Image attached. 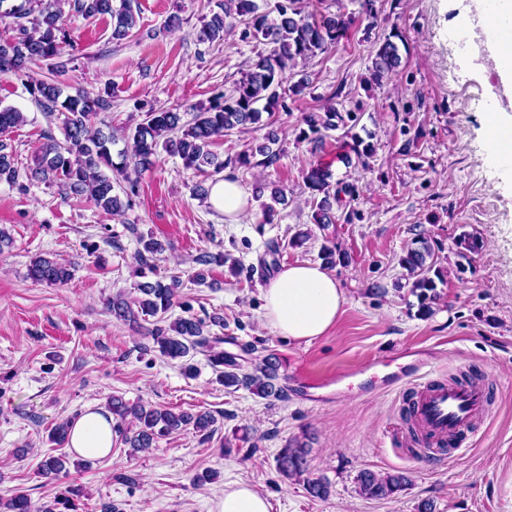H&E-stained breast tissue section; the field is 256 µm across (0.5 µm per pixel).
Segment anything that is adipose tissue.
<instances>
[{"label":"adipose tissue","instance_id":"obj_1","mask_svg":"<svg viewBox=\"0 0 512 512\" xmlns=\"http://www.w3.org/2000/svg\"><path fill=\"white\" fill-rule=\"evenodd\" d=\"M207 203L225 222L236 224L250 208V198L240 183L224 175L209 186ZM263 316L278 334L294 340L324 335L337 321L345 301L339 280L319 263L284 267L262 290ZM112 417L89 408L73 422L69 447L85 459L106 457L112 451ZM268 499L249 484L225 483L224 496L215 512H270Z\"/></svg>","mask_w":512,"mask_h":512}]
</instances>
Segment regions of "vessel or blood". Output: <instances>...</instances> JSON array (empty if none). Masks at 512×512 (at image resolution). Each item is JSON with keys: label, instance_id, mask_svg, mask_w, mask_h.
<instances>
[{"label": "vessel or blood", "instance_id": "1", "mask_svg": "<svg viewBox=\"0 0 512 512\" xmlns=\"http://www.w3.org/2000/svg\"><path fill=\"white\" fill-rule=\"evenodd\" d=\"M487 404L488 391L481 384L428 382L415 401L414 420L427 440L421 459H434L447 447H461L485 417Z\"/></svg>", "mask_w": 512, "mask_h": 512}]
</instances>
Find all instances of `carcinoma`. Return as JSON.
Returning a JSON list of instances; mask_svg holds the SVG:
<instances>
[{"instance_id":"1","label":"carcinoma","mask_w":512,"mask_h":512,"mask_svg":"<svg viewBox=\"0 0 512 512\" xmlns=\"http://www.w3.org/2000/svg\"><path fill=\"white\" fill-rule=\"evenodd\" d=\"M70 9L85 18L108 16L112 20L114 40H122L135 28L138 11L133 0H71ZM275 18H270L271 13ZM235 16L247 17L240 32L242 40H256L271 46L268 54L260 53L244 78L229 93H219L209 106L196 110L193 120L183 121L181 113L173 110H158L146 113L145 119L132 129L133 153L120 164L112 161L110 145L112 135L100 128L104 120L100 115L111 108V94H93L78 91L74 95L64 94L58 77L64 75L65 64L55 61L62 45L70 42L65 28L63 11L58 3H49L39 9L35 0H0V18L13 19L14 35L0 39V72L12 73L18 77L29 76L30 65L36 61H50L53 79H30L27 89L43 111L58 112L64 116V141L46 136L32 164L20 170L15 165L13 152L8 144L0 141V181L16 185L22 191L34 183H57L73 196L85 198L109 214L119 216L132 207L136 194L137 180L130 172L140 173L149 169L163 150L182 160L184 167L198 169L203 165L214 167L220 173L228 162L217 161L210 152L213 139L234 129H246L261 123L263 113L277 108L280 103L278 89L287 71L299 63L327 52L347 37L350 18L344 13L323 15L309 12L302 7V0H276L274 8L263 10L256 0H222L219 12L212 15L200 29L201 42H214L224 37V31L233 27L229 19ZM394 33L385 38L375 50L370 69L371 81L380 84L401 64ZM360 116L349 110L343 112L332 103L321 112H309L299 128L297 139L308 142L319 149L325 144L328 132L335 131L350 123L357 124ZM24 121L21 112L11 108H0V133L4 134ZM278 142V133L270 130L265 143L256 148L264 159L256 165L269 166L277 159L272 145ZM350 151L357 162L366 164L374 148L369 142L354 134ZM110 173H105L104 169ZM329 167L316 163L304 173V183L313 193L321 196L316 204L314 221L323 226L335 223L333 203L340 201L339 194L352 195L350 185L336 187L331 182ZM124 181L125 197L114 193V182ZM142 249L138 250L139 264L135 269L141 281L136 283L139 296L127 298L117 294L105 301L106 311L118 321L135 322L141 316L159 317L168 313L174 305L180 280L170 282L161 279L150 280L154 273L152 259L164 250V244L152 237L140 239ZM401 265L414 277L412 290L420 301V312H430V303L437 299L438 282L442 281L439 269L435 267L434 250L425 238L418 240V247L406 252L400 259ZM31 278L38 283L64 285L72 277L71 267L48 256L36 257L30 268ZM153 348L161 356L181 361L183 373L194 374L195 367L188 362L190 353L204 350L217 373V380L226 388L244 387L263 399H282L285 388L279 382V361L266 355L252 364L249 372H241L236 358L224 354L220 345L224 339L210 336L206 320L194 316L178 317L168 325L156 324L148 331ZM106 408L114 420L113 430L121 436L130 448V454L146 450L157 439L189 427L205 437L212 434L215 418L207 412L189 413L147 407L140 403L130 404L119 396L109 397ZM73 419L58 422L50 433L51 442L58 446L69 441ZM307 443L294 439L282 448L276 457L279 473L285 478L303 479L307 492L315 498H326L330 493L329 483L321 478H312L308 472ZM70 459L65 455L44 457L38 473L48 481H59L68 476ZM408 484L406 475L397 473H376L364 470L358 475L359 492L367 498H388ZM83 495L77 485L66 487L63 494L44 504L39 512H76L74 499ZM0 512H33L29 495L21 490L11 498L0 501Z\"/></svg>"}]
</instances>
